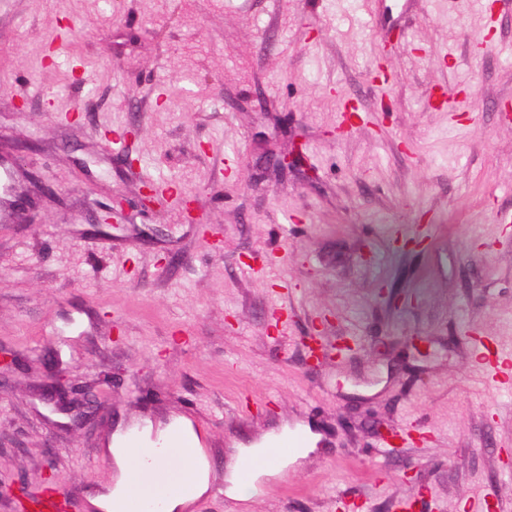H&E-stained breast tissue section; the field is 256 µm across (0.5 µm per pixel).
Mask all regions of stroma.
Returning a JSON list of instances; mask_svg holds the SVG:
<instances>
[{
    "label": "stroma",
    "instance_id": "obj_1",
    "mask_svg": "<svg viewBox=\"0 0 512 512\" xmlns=\"http://www.w3.org/2000/svg\"><path fill=\"white\" fill-rule=\"evenodd\" d=\"M298 144L300 173L254 183L265 147ZM0 158L36 204L0 222V343L21 358L0 377V512L50 472L89 512L113 434L186 414L211 471L190 512H336L340 493L512 512V390L472 343L512 351V0H13ZM149 179L196 194L223 249L171 205L92 233ZM310 335L358 347L313 369ZM58 363L96 396L84 421L37 398ZM375 419L429 440L380 453ZM291 423L315 448L232 501L237 458ZM473 346L476 353L484 359L491 378L497 380L499 374H502L503 362H500L498 355L491 354V342L489 339L485 336H475Z\"/></svg>",
    "mask_w": 512,
    "mask_h": 512
}]
</instances>
